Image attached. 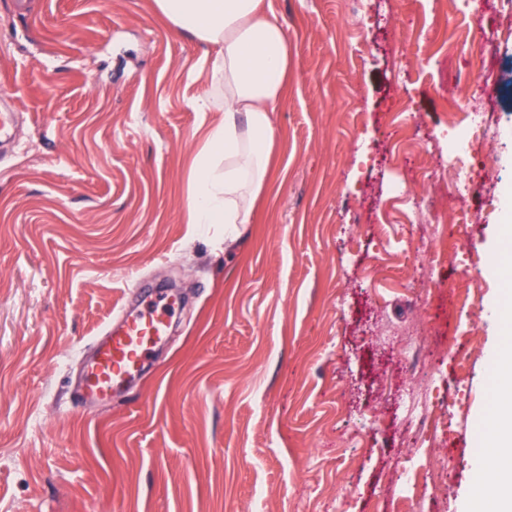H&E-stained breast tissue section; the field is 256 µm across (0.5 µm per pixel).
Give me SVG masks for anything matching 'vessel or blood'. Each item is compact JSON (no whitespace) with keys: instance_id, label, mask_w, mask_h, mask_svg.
Masks as SVG:
<instances>
[{"instance_id":"obj_1","label":"vessel or blood","mask_w":512,"mask_h":512,"mask_svg":"<svg viewBox=\"0 0 512 512\" xmlns=\"http://www.w3.org/2000/svg\"><path fill=\"white\" fill-rule=\"evenodd\" d=\"M174 305L173 297L163 293L119 325L108 326L79 387L84 401L109 398L144 369L152 349L169 332Z\"/></svg>"}]
</instances>
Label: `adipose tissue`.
I'll return each instance as SVG.
<instances>
[{
	"mask_svg": "<svg viewBox=\"0 0 512 512\" xmlns=\"http://www.w3.org/2000/svg\"><path fill=\"white\" fill-rule=\"evenodd\" d=\"M177 31L212 49L209 81L223 93L195 98L200 112L220 109L190 173L189 224H220L235 240L250 223L279 134L271 112L288 85V36L262 0H154ZM495 387L464 512H512V346L492 353Z\"/></svg>",
	"mask_w": 512,
	"mask_h": 512,
	"instance_id": "1",
	"label": "adipose tissue"
}]
</instances>
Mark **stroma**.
<instances>
[{"label": "stroma", "instance_id": "obj_1", "mask_svg": "<svg viewBox=\"0 0 512 512\" xmlns=\"http://www.w3.org/2000/svg\"><path fill=\"white\" fill-rule=\"evenodd\" d=\"M265 0L288 34L281 142L251 223L189 224L205 130L202 48L154 0H0V512H462L493 388L504 284L490 250L512 188V41L493 0ZM489 85L459 240L404 223L394 179L431 189L468 77ZM431 137L433 160L409 136ZM409 238L414 252L393 246ZM458 256L435 263L441 246ZM433 278L421 288L418 271ZM177 289L174 327L107 401L76 384L135 286ZM415 327L447 428L412 430L386 330ZM447 475L399 501L396 470Z\"/></svg>", "mask_w": 512, "mask_h": 512}]
</instances>
